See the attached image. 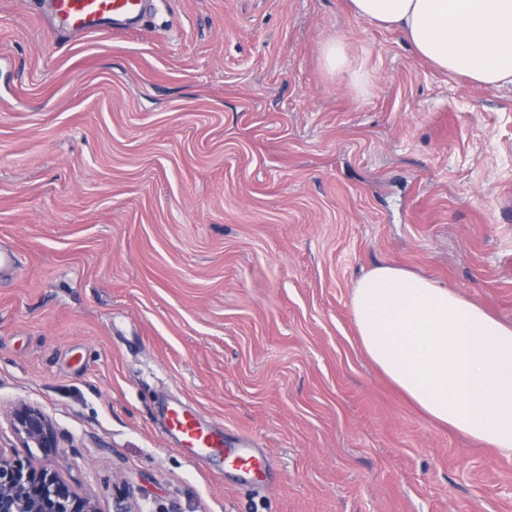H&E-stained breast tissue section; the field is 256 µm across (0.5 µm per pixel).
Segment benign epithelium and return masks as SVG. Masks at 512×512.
Wrapping results in <instances>:
<instances>
[{"instance_id": "7a95c632", "label": "benign epithelium", "mask_w": 512, "mask_h": 512, "mask_svg": "<svg viewBox=\"0 0 512 512\" xmlns=\"http://www.w3.org/2000/svg\"><path fill=\"white\" fill-rule=\"evenodd\" d=\"M11 420L22 447L45 452L58 447L56 431L40 409L20 404ZM0 512H98V507L75 493L56 470L0 450Z\"/></svg>"}]
</instances>
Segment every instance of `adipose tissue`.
Returning a JSON list of instances; mask_svg holds the SVG:
<instances>
[{
    "label": "adipose tissue",
    "mask_w": 512,
    "mask_h": 512,
    "mask_svg": "<svg viewBox=\"0 0 512 512\" xmlns=\"http://www.w3.org/2000/svg\"><path fill=\"white\" fill-rule=\"evenodd\" d=\"M352 13L401 32L438 70L512 85V0H350ZM361 345L424 413L512 457V325L454 290L381 264L357 282Z\"/></svg>",
    "instance_id": "adipose-tissue-1"
}]
</instances>
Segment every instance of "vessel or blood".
I'll return each mask as SVG.
<instances>
[{
    "instance_id": "vessel-or-blood-1",
    "label": "vessel or blood",
    "mask_w": 512,
    "mask_h": 512,
    "mask_svg": "<svg viewBox=\"0 0 512 512\" xmlns=\"http://www.w3.org/2000/svg\"><path fill=\"white\" fill-rule=\"evenodd\" d=\"M53 27L60 32L79 30H131L138 28L149 0H47ZM162 417L166 432L179 446L193 453L194 461L223 458L229 466L250 479L268 472L266 458L257 454L248 437H240L239 448L228 449L224 432L205 424L199 415L186 405L175 403L163 406Z\"/></svg>"
}]
</instances>
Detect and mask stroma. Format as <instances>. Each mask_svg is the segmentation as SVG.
I'll return each instance as SVG.
<instances>
[{"label":"stroma","mask_w":512,"mask_h":512,"mask_svg":"<svg viewBox=\"0 0 512 512\" xmlns=\"http://www.w3.org/2000/svg\"><path fill=\"white\" fill-rule=\"evenodd\" d=\"M343 40L361 83L328 70ZM0 447L100 512H512V458L433 422L364 352L391 263L512 323V86L420 60L348 0H152L54 32L0 0ZM177 398L255 438V489L161 428ZM14 432L23 448H40L45 453L57 448L56 431L50 419L38 408L20 404L11 412Z\"/></svg>","instance_id":"35a3bbf8"}]
</instances>
